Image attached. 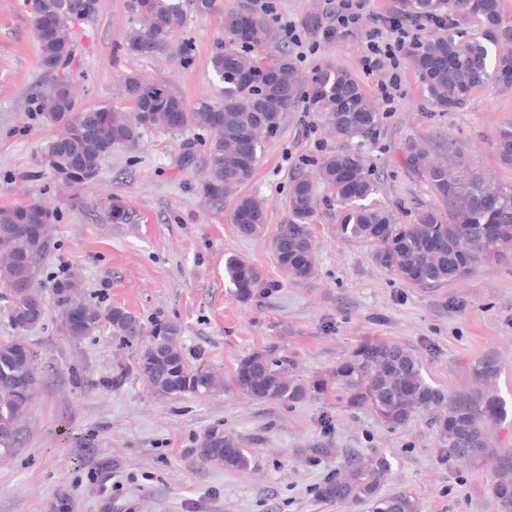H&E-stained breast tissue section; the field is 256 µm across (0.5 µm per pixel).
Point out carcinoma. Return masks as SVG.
<instances>
[{
    "label": "carcinoma",
    "instance_id": "obj_1",
    "mask_svg": "<svg viewBox=\"0 0 512 512\" xmlns=\"http://www.w3.org/2000/svg\"><path fill=\"white\" fill-rule=\"evenodd\" d=\"M26 4L36 27L41 65L53 72L71 55L69 22L97 11L88 9V0H26ZM216 9V0H189L187 6L182 0H130L133 25L122 48L141 58L168 53L180 67L188 68L195 59L194 43L185 39L173 47L171 37L187 28L189 12L208 15ZM247 10L244 4L227 14L224 28L231 43L211 58L219 96L203 99L191 110L165 83L136 75L124 79L130 112L108 105L81 109L67 77H56L49 92L52 102L41 98L38 110L55 125L78 129L77 135L56 138L47 146L60 158L59 182L70 188L92 182L89 171L99 168L110 150L136 147L149 128L177 132L193 127L207 135L203 196L222 200L250 179L263 139L275 136L287 113L301 103L342 140L376 134L380 114L349 71L326 67L305 79L286 45L271 62L237 48L238 43L257 46L270 35L269 21L253 13L250 26L244 25ZM398 10L404 16L450 21L412 57L421 89L436 111L463 110L487 85L512 88V14L506 13L504 0H398ZM472 22L481 27L479 39H467L460 30ZM497 151L505 164H512V127L501 131ZM404 162L412 175L431 187L440 206L421 209L410 223L398 224L378 198L379 182L361 152L343 150L323 159L318 179L340 205L337 233L342 238L373 244L377 265L422 288L457 282L480 266L507 258L512 249V187L485 181L463 162L452 168L435 163L429 149L417 140L406 144ZM316 205L314 180L296 177L284 200L287 222L279 225L272 241L278 266L301 282L315 274L311 223ZM109 216L114 224L131 220V212L118 198L110 200ZM53 221V213L36 202L0 210V286L19 280L35 283L37 263L48 245L40 226ZM231 221L239 233L257 234L264 224V207L256 197L240 194ZM224 276L244 300L259 290L278 287L236 255L225 258ZM56 288L53 304L71 338L91 336L105 327L122 345L140 343L134 366L119 365L113 382L133 372L162 396H202L223 387V380L204 361L186 362L176 324L158 318L147 329L124 308L103 313L83 300L81 280L71 275L58 280ZM7 298L6 316L14 327L40 323L45 304L16 292ZM27 349L19 338L0 343V450L4 452L14 447L17 425L37 383L36 361ZM495 374V366L487 363L478 373L482 389L452 395L425 380L421 361L407 347L367 340L328 374L310 381L297 377L293 363L276 355V350L254 351L239 359L234 383L254 400L288 406L316 400L334 387L344 394L349 408L371 410L389 429L404 427L422 414L438 433L439 460L451 468L461 461L478 466L494 456L487 428L507 416L506 404L489 389ZM196 453L206 463L241 470L252 463L240 441L219 429L199 439ZM390 469L383 455L352 456L322 482L317 494L329 502L362 505L367 512H419L412 493L385 490ZM491 494L497 512H512V457L498 459Z\"/></svg>",
    "mask_w": 512,
    "mask_h": 512
}]
</instances>
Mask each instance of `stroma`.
Instances as JSON below:
<instances>
[{"label": "stroma", "instance_id": "stroma-1", "mask_svg": "<svg viewBox=\"0 0 512 512\" xmlns=\"http://www.w3.org/2000/svg\"><path fill=\"white\" fill-rule=\"evenodd\" d=\"M243 0H220L218 11L192 17L186 34L196 56L190 68L168 57L143 59L119 51L132 24L128 0H100L97 16L70 24L67 71L81 106L126 109L122 80L141 75L167 81L187 107L215 92L210 59L225 39L224 15ZM281 21L296 26L291 48L302 76L335 66L348 70L381 114L376 135L343 144L315 113L296 108L265 141L245 192L264 200L265 223L240 235L231 222L235 199L204 198V132H143L135 148H116L92 184L59 187L44 156L58 126L38 111L53 77L40 65V45L25 0H0V209L37 202L54 212L36 284L51 294L64 272L80 274L85 301L106 311L120 306L144 324L158 317L181 329L187 361L203 360L224 377L214 393L163 397L135 376L112 384L134 350L108 331L80 340L61 326L55 307L21 333L38 359V382L19 424L12 453L0 459V512H51L66 494L69 512H366L360 505L320 499L316 490L348 457L384 455L387 490L414 494L420 512H497L490 486L495 458L456 470L436 457L438 435L426 417L391 430L367 409L348 408L336 390L293 407L243 394L233 376L240 358L269 347L292 360L302 378L327 374L362 341L408 347L434 387L470 390L483 363L496 367L493 393L506 403L505 421L488 430L497 455H512V256L480 267L465 280L434 288L407 283L376 265L370 244L336 232L337 204L318 188L312 224L316 274L298 282L279 268L272 238L287 220L282 205L294 177L316 173L327 154L361 151L380 182V196L402 223L437 205L432 190L403 164L408 141L434 155L463 158L481 175L512 186V165L496 143L512 123V89L476 92L460 112L428 103L408 56L379 72L360 65L376 16H392L397 0H366L352 31L327 38L310 22L325 0H276ZM394 82L392 103L379 85ZM133 214L129 224L107 218L111 198ZM237 255L276 283L240 301L224 280V260ZM219 427L237 436L255 465L235 471L200 461L198 440Z\"/></svg>", "mask_w": 512, "mask_h": 512}]
</instances>
